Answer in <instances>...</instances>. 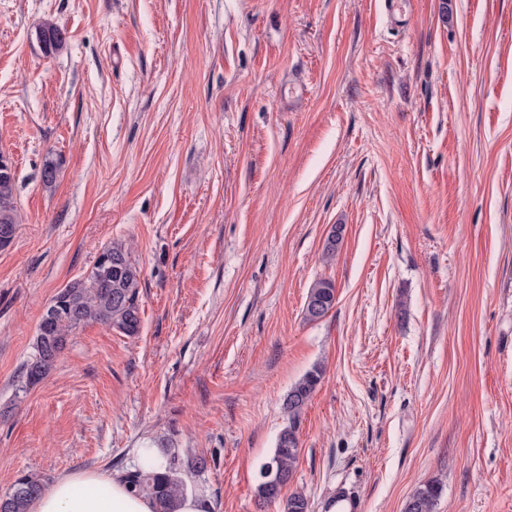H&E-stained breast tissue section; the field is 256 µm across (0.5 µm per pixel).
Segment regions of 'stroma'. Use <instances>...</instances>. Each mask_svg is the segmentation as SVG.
<instances>
[{"label": "stroma", "mask_w": 512, "mask_h": 512, "mask_svg": "<svg viewBox=\"0 0 512 512\" xmlns=\"http://www.w3.org/2000/svg\"><path fill=\"white\" fill-rule=\"evenodd\" d=\"M0 153V495L165 445L205 458L212 512H281L259 468L319 365L286 488L310 512L341 481L364 512L429 481L434 512H512V0H0ZM117 241L139 335L85 324L17 392L45 306ZM36 37L46 55L58 54L67 46L64 29L51 22L44 23L36 32ZM20 223L16 201V176L11 168H0V249L8 247ZM336 303V286L330 279L317 280L305 302V315L310 321L322 319Z\"/></svg>", "instance_id": "35a3bbf8"}]
</instances>
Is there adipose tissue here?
Masks as SVG:
<instances>
[{
    "mask_svg": "<svg viewBox=\"0 0 512 512\" xmlns=\"http://www.w3.org/2000/svg\"><path fill=\"white\" fill-rule=\"evenodd\" d=\"M102 485L107 486V495L96 494ZM29 512H157V506L148 495L131 489L121 474L81 469L46 485Z\"/></svg>",
    "mask_w": 512,
    "mask_h": 512,
    "instance_id": "ef3b65f1",
    "label": "adipose tissue"
}]
</instances>
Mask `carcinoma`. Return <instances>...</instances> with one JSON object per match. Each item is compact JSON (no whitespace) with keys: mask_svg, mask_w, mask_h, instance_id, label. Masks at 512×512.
<instances>
[{"mask_svg":"<svg viewBox=\"0 0 512 512\" xmlns=\"http://www.w3.org/2000/svg\"><path fill=\"white\" fill-rule=\"evenodd\" d=\"M43 52L54 55L67 46L64 29L44 23L36 32ZM20 224L16 201V176L10 168H0V249L8 247ZM344 225L332 226L324 246V258L330 260L343 239ZM141 271L132 261L125 245L114 242L98 254L90 274L69 281L60 288L46 306L33 344L18 380L24 392L40 383L53 368L68 337L89 322L107 324L127 336L141 330L138 304ZM336 303V286L330 279L317 280L305 302V315L310 321L322 319ZM323 368L314 366L289 390L283 401L288 425L277 435L275 448L259 470L257 493L266 502L280 499L290 482L298 459L297 420L303 407L321 381ZM163 469L157 470V460ZM127 483L138 492L150 495L159 512H177L181 498L187 494L183 478V462L176 448H146L134 469L125 474ZM43 480L24 474L7 493L5 512H28L29 504L40 493ZM442 493L437 481L420 485L409 497L404 512H433ZM308 499L301 493L289 495L283 512H309Z\"/></svg>","mask_w":512,"mask_h":512,"instance_id":"carcinoma-1","label":"carcinoma"}]
</instances>
